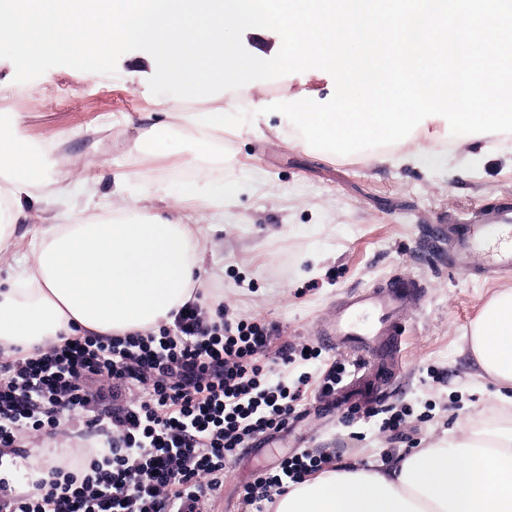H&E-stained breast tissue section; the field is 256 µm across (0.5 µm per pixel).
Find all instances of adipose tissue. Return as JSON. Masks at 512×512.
I'll use <instances>...</instances> for the list:
<instances>
[{
  "label": "adipose tissue",
  "mask_w": 512,
  "mask_h": 512,
  "mask_svg": "<svg viewBox=\"0 0 512 512\" xmlns=\"http://www.w3.org/2000/svg\"><path fill=\"white\" fill-rule=\"evenodd\" d=\"M0 351L31 354L78 332L122 335L171 322L202 288L214 233L235 185L217 182L180 194L166 188L132 198L128 173H113L110 211L99 216L97 181L68 175L57 194L66 223L37 208L46 178L19 134L0 123ZM39 236L19 248L14 228ZM470 351L479 376L508 391L512 406V289L496 293L474 323ZM276 512H512V420L448 431L390 468L342 465L289 483Z\"/></svg>",
  "instance_id": "ef3b65f1"
}]
</instances>
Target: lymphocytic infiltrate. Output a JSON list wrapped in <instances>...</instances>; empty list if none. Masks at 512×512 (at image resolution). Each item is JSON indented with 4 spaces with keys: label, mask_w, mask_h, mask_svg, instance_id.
Wrapping results in <instances>:
<instances>
[{
    "label": "lymphocytic infiltrate",
    "mask_w": 512,
    "mask_h": 512,
    "mask_svg": "<svg viewBox=\"0 0 512 512\" xmlns=\"http://www.w3.org/2000/svg\"><path fill=\"white\" fill-rule=\"evenodd\" d=\"M320 356L276 326L195 301L144 334L88 332L35 357L0 353V468L27 460L35 439L89 443L27 492L0 476V512H208L239 449L287 427L310 388L335 390L347 366ZM333 461L295 453L279 473H258L242 502L272 512L285 483Z\"/></svg>",
    "instance_id": "lymphocytic-infiltrate-1"
}]
</instances>
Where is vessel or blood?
<instances>
[{"mask_svg":"<svg viewBox=\"0 0 512 512\" xmlns=\"http://www.w3.org/2000/svg\"><path fill=\"white\" fill-rule=\"evenodd\" d=\"M451 242L457 267H466L471 255L477 253L490 270L512 271V208L499 209L488 223L455 227ZM412 291V282L397 275L385 288L349 293L339 305L333 326L337 349L360 356L379 339L387 349H396L406 331L398 311Z\"/></svg>","mask_w":512,"mask_h":512,"instance_id":"1","label":"vessel or blood"}]
</instances>
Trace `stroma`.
<instances>
[{
    "instance_id": "1",
    "label": "stroma",
    "mask_w": 512,
    "mask_h": 512,
    "mask_svg": "<svg viewBox=\"0 0 512 512\" xmlns=\"http://www.w3.org/2000/svg\"><path fill=\"white\" fill-rule=\"evenodd\" d=\"M0 59V114L20 116L19 129L36 148L91 170L107 164L130 173L128 196L159 184L179 192L202 186L196 175L239 185L224 210V229L203 275L206 288L245 315L278 325L289 343L320 349L325 363L346 361L326 330L336 307L354 290L380 288L397 274L421 286L400 309L407 340L392 364L380 408L408 410L400 435L354 406L345 386L312 399L268 445L239 451L224 473L214 512H244L241 490L256 471L276 469L302 449L336 453L340 463L379 465L400 453L428 447L461 423L491 424L502 405L488 379L479 377L469 333L486 302L512 289L511 272H487L481 255L467 270L450 258L448 228L489 218L512 204V134L483 133L470 144L451 136L446 122L421 135L436 145L444 170L377 163L376 150L337 155L310 146H288L274 137L270 114L241 132H227L223 165L188 147L167 150L150 168L140 164V115L160 108L150 70L137 53L124 54L113 75L66 66L27 83ZM334 84L311 72L255 82L238 93L234 108L309 95L331 99Z\"/></svg>"
}]
</instances>
